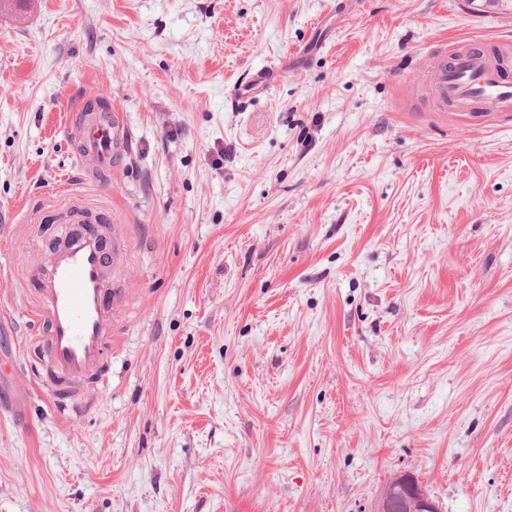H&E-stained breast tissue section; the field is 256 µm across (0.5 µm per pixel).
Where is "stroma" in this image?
I'll list each match as a JSON object with an SVG mask.
<instances>
[{"label": "stroma", "mask_w": 512, "mask_h": 512, "mask_svg": "<svg viewBox=\"0 0 512 512\" xmlns=\"http://www.w3.org/2000/svg\"><path fill=\"white\" fill-rule=\"evenodd\" d=\"M485 0H29L0 13V512H512V112L438 111ZM289 64L249 104L244 74ZM124 159L83 172L65 103ZM111 224L107 382L59 418L26 274ZM438 504L425 494L410 474L388 484L375 512H440Z\"/></svg>", "instance_id": "1"}]
</instances>
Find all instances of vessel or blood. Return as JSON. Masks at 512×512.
I'll return each mask as SVG.
<instances>
[{
  "label": "vessel or blood",
  "mask_w": 512,
  "mask_h": 512,
  "mask_svg": "<svg viewBox=\"0 0 512 512\" xmlns=\"http://www.w3.org/2000/svg\"><path fill=\"white\" fill-rule=\"evenodd\" d=\"M276 70L252 71L234 92L244 103L267 91ZM430 92L440 108L462 112H512V76L501 61L474 43H456L438 51L431 69ZM76 101L64 134L77 146L78 165L89 172L111 171L123 137L124 115L102 117L83 111ZM106 224H80L65 230L48 258L30 272V288L40 328L33 338L36 350L47 355L49 366L39 382L53 397L58 413H65L89 397L106 374L112 352L114 300L106 288L112 263Z\"/></svg>",
  "instance_id": "vessel-or-blood-1"
}]
</instances>
